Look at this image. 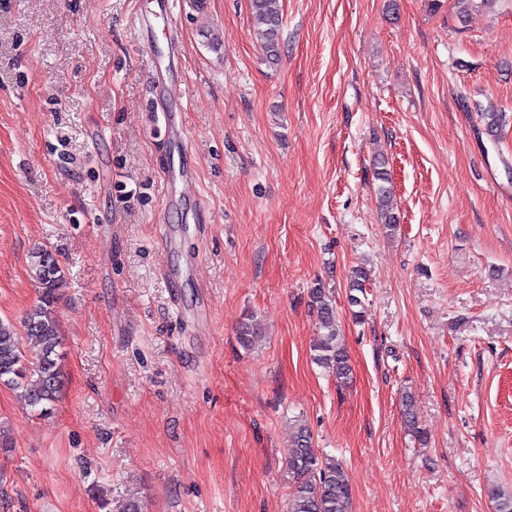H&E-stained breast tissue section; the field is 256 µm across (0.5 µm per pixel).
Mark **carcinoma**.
Segmentation results:
<instances>
[{
  "label": "carcinoma",
  "instance_id": "1",
  "mask_svg": "<svg viewBox=\"0 0 512 512\" xmlns=\"http://www.w3.org/2000/svg\"><path fill=\"white\" fill-rule=\"evenodd\" d=\"M252 12L262 28L257 32L266 61L275 63L280 57L282 22L281 0H251ZM485 131L494 136L505 122L502 112H483ZM377 201L384 218V227L393 231L399 224L394 212L392 190L385 162L375 171ZM30 271L39 285V297L20 324L0 319V383L19 392L33 411L46 413L57 399L60 378L59 348L62 337L58 318L53 310L57 292L65 282L59 254L48 246L31 252ZM368 273L362 266L351 271L348 303L354 308V319H363L365 285ZM310 307L316 315L319 336L312 345L313 361L327 370L339 387L351 382L352 368L347 350L338 336L336 303L333 290L318 282L310 289ZM37 346L39 354L33 361L25 355L21 340ZM239 344L246 350L260 339L253 317H243L237 328ZM401 405L406 426L419 441H426L414 414L413 395L402 393ZM288 476L292 490L288 512H351L352 492L343 465L333 456L322 455L314 448L313 436L304 425H298L293 436V449L288 456Z\"/></svg>",
  "mask_w": 512,
  "mask_h": 512
}]
</instances>
